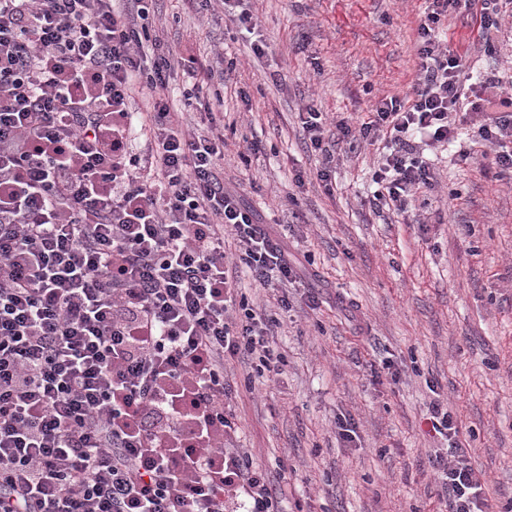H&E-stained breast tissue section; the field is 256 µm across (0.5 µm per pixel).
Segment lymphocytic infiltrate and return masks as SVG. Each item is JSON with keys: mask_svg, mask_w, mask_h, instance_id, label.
<instances>
[{"mask_svg": "<svg viewBox=\"0 0 512 512\" xmlns=\"http://www.w3.org/2000/svg\"><path fill=\"white\" fill-rule=\"evenodd\" d=\"M220 2L263 57L244 0ZM149 0H0V512H282L280 494L240 445L229 362L275 372L277 319L240 296L296 276L282 236L224 188L222 94L167 92L177 55L151 37ZM512 0H430L412 94L377 101L356 124L300 113L334 194L336 146L380 144L376 211L401 214L438 183L418 146L457 143L460 124L512 173V92L474 82L487 107L461 114V55L435 33L465 12L486 48ZM149 133L132 145L137 101ZM238 248L224 251L225 238ZM447 445L434 466L449 512H490L489 479L441 404Z\"/></svg>", "mask_w": 512, "mask_h": 512, "instance_id": "f902f5d3", "label": "lymphocytic infiltrate"}]
</instances>
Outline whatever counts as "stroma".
<instances>
[{
	"instance_id": "35a3bbf8",
	"label": "stroma",
	"mask_w": 512,
	"mask_h": 512,
	"mask_svg": "<svg viewBox=\"0 0 512 512\" xmlns=\"http://www.w3.org/2000/svg\"><path fill=\"white\" fill-rule=\"evenodd\" d=\"M428 5L251 0L268 43L261 58L222 11L204 15L189 0L151 6L180 58L172 110L184 107L189 69L209 66L217 50L235 61L224 85V187L271 233L287 234L299 265L288 312L240 273L250 304L281 322L277 374L248 386L253 362L226 368L238 390L239 441L283 490L285 512H448L429 463L444 445L429 422L436 402L457 416L487 473L492 512H512V178H496L487 159L457 164L453 152L424 150L439 183L388 222L366 203L375 147L337 145L334 195L315 181L299 190L291 182L320 161L303 143L298 112L354 119L379 97L412 91ZM439 33L464 55L463 78H512V27H502L491 53L466 15L442 20ZM247 137L264 153L240 157ZM418 215L427 223H415ZM308 293L315 309L304 306ZM340 415L358 426L355 447L337 437Z\"/></svg>"
}]
</instances>
